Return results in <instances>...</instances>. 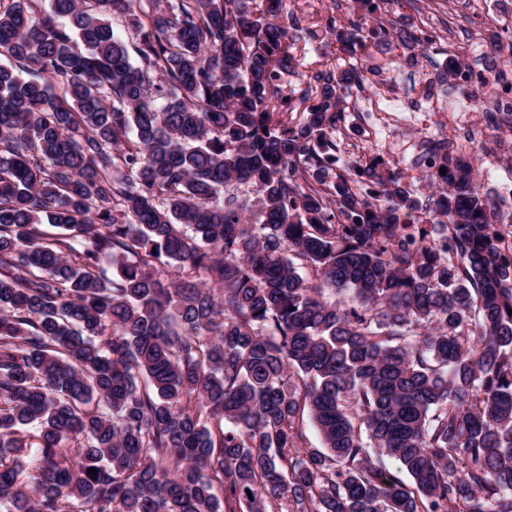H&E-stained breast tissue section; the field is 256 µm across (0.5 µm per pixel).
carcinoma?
Wrapping results in <instances>:
<instances>
[{
    "label": "carcinoma",
    "mask_w": 512,
    "mask_h": 512,
    "mask_svg": "<svg viewBox=\"0 0 512 512\" xmlns=\"http://www.w3.org/2000/svg\"><path fill=\"white\" fill-rule=\"evenodd\" d=\"M41 2L0 0V512H512V213L471 161L425 204L335 171L358 74L285 92L283 0Z\"/></svg>",
    "instance_id": "cac0c4a2"
}]
</instances>
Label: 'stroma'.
<instances>
[{"label":"stroma","instance_id":"stroma-1","mask_svg":"<svg viewBox=\"0 0 512 512\" xmlns=\"http://www.w3.org/2000/svg\"><path fill=\"white\" fill-rule=\"evenodd\" d=\"M284 9L293 13L302 26L290 40L293 70L284 76L289 87L299 88L305 75L312 71L352 66V58L339 56L334 39L326 33L323 23L330 15L348 27L361 23L362 11L356 0H285ZM380 12L408 32L416 30L421 22H429L437 28L440 39L429 48L408 47L379 37L367 39L363 55L369 65L368 72L362 83L348 85L340 92L346 109L333 139L336 164L341 168L369 153L363 116L372 105L390 95H416L415 72L423 69L432 76H440L452 58L487 71L492 66L493 53L479 50V41L490 30L512 34V0H382ZM417 138L414 125L394 121L379 149L391 166L408 178L418 176L419 170L405 154L404 147ZM474 162L478 171L491 166L495 178L512 180V123L501 127L494 143L478 151Z\"/></svg>","mask_w":512,"mask_h":512}]
</instances>
